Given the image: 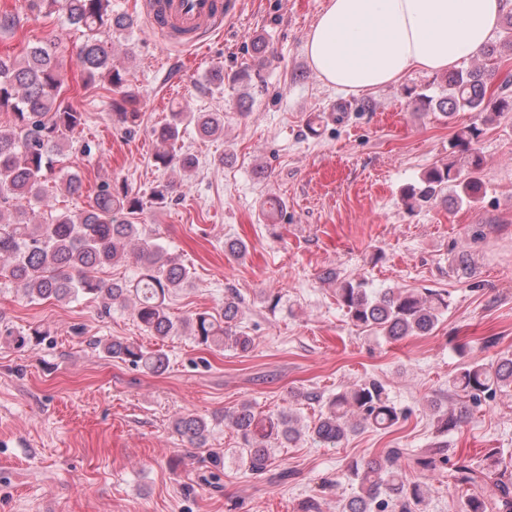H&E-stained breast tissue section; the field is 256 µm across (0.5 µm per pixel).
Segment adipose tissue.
<instances>
[{"mask_svg": "<svg viewBox=\"0 0 512 512\" xmlns=\"http://www.w3.org/2000/svg\"><path fill=\"white\" fill-rule=\"evenodd\" d=\"M505 0H327L305 42L328 86L361 93L473 57L496 31Z\"/></svg>", "mask_w": 512, "mask_h": 512, "instance_id": "obj_1", "label": "adipose tissue"}]
</instances>
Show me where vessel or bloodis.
Here are the masks:
<instances>
[{"mask_svg":"<svg viewBox=\"0 0 512 512\" xmlns=\"http://www.w3.org/2000/svg\"><path fill=\"white\" fill-rule=\"evenodd\" d=\"M151 31L173 48H195L222 31L231 0H141Z\"/></svg>","mask_w":512,"mask_h":512,"instance_id":"b4317fda","label":"vessel or blood"}]
</instances>
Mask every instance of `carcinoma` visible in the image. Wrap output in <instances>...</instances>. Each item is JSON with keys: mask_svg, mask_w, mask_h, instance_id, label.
<instances>
[{"mask_svg": "<svg viewBox=\"0 0 512 512\" xmlns=\"http://www.w3.org/2000/svg\"><path fill=\"white\" fill-rule=\"evenodd\" d=\"M24 11L46 16L61 12L67 24L82 30L84 41L77 60L84 85L107 81L119 94L112 103L119 122L129 131L136 128L141 117L139 99L127 88L124 67L114 63L112 41L106 38L110 33L131 30L135 19L126 12H113L112 0H24ZM504 29L502 47L483 48L486 59L497 62L502 50L512 52V15L505 18ZM0 31L12 35L23 31L18 8L0 10ZM21 44L16 55L0 54V112L12 114V121L0 126V278L30 301L68 303L80 296H101L111 305L131 309L140 326L156 338L186 331L209 350L226 347L250 352L253 338L238 327L242 315L238 297L224 298L219 318L204 311L176 321L167 310V299L188 286L192 272L178 256L146 235L144 225L135 223L134 216L148 205L167 204L172 183L156 185L146 203L126 185L102 181L87 207L78 211L55 209L47 182H54L56 190L67 196L83 193L80 175L55 168L76 142L84 113L62 94L66 77L58 36L51 32L33 42L24 35ZM441 92L440 96L420 92L417 99L424 108L445 114L512 112V96H488L483 66L451 72L442 80ZM190 126L205 138L222 136L224 113L172 110L169 120L156 131L163 144L153 156L156 168L176 171L185 178L194 174L195 155L176 148L180 133ZM482 133L478 126L469 125L457 132L456 145L467 148ZM482 164V156L471 152L464 178L455 163L436 164L404 189L402 200L412 211L448 198L451 190L455 202L470 203L482 189ZM127 258L137 265L135 279L106 282L97 276L102 269ZM336 300L353 326L372 330L388 341L429 335L448 311V300L442 293L400 287L376 291L361 280L337 282ZM45 336L47 332L38 327L25 334L0 322L3 344L20 348L39 344ZM99 349L106 357L153 374H162L169 367L165 353L135 342L114 339L99 344ZM511 387L509 351L490 362L468 363L448 378L450 390L474 402L483 397L493 399ZM308 399L323 402L309 433L314 442L328 448L337 447L360 427L387 430L402 417V411L376 379L356 383L325 399L316 393ZM435 415L437 430L448 434L467 421L469 408L463 403L451 411L437 409ZM213 420L236 431L240 439L237 458L253 475L264 474L272 465L270 443L291 444L303 435L295 416H259L248 403ZM173 428L178 436L201 446L210 433V421L184 414L175 418ZM402 458L401 449L390 448L378 459L348 464L344 474L354 492L344 512H387L390 507L412 512V506L421 502L424 485L407 478ZM510 464L512 454L506 456L498 449L488 452L479 464L466 459L454 462L444 444L413 460V468L421 473L448 469V483L468 492L465 512H512V477H505Z\"/></svg>", "mask_w": 512, "mask_h": 512, "instance_id": "obj_1", "label": "carcinoma"}]
</instances>
